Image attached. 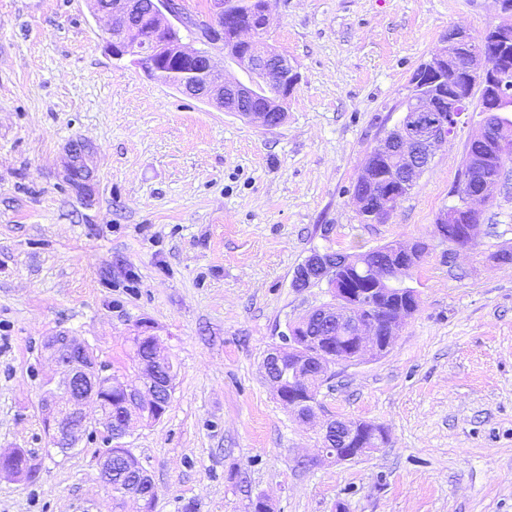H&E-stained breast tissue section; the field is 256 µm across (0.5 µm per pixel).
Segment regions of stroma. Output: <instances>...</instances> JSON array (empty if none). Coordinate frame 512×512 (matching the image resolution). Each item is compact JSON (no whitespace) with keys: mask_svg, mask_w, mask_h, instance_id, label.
Listing matches in <instances>:
<instances>
[{"mask_svg":"<svg viewBox=\"0 0 512 512\" xmlns=\"http://www.w3.org/2000/svg\"><path fill=\"white\" fill-rule=\"evenodd\" d=\"M266 43L299 81L265 128L148 78L105 47L88 0H0V450L24 449L34 481L0 474V512H109L106 452L62 455L41 420V383L62 370L47 337L75 333L133 373L132 336H157L177 371L156 421L123 439L154 485L153 512H512V180L480 207L474 246L433 234L452 205L480 89L452 141L382 223L352 186L397 125L410 78L460 26L502 20L498 0H270ZM80 142L84 198L67 178ZM425 242L410 271L417 311L386 352L338 364L314 416L284 408L262 361L287 324L331 302L293 288L311 250ZM336 419L387 441L339 462Z\"/></svg>","mask_w":512,"mask_h":512,"instance_id":"obj_1","label":"stroma"}]
</instances>
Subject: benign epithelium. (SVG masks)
<instances>
[{
    "instance_id": "1",
    "label": "benign epithelium",
    "mask_w": 512,
    "mask_h": 512,
    "mask_svg": "<svg viewBox=\"0 0 512 512\" xmlns=\"http://www.w3.org/2000/svg\"><path fill=\"white\" fill-rule=\"evenodd\" d=\"M144 5L148 6L149 17L155 23L135 27L131 37L119 34L134 27V20ZM236 5V0H210L206 30L201 35L203 43L224 42V28L233 20ZM92 11L111 18L106 44L113 59H128L150 78L226 112H237L267 128L276 127L285 119L288 99L299 75L282 55L259 39L270 25L267 0H261V24L237 29L233 43L223 46L224 57L246 75L245 81L221 73L208 50L183 42L181 30H190L194 24L180 0H147L145 4L140 0H92ZM163 32L168 33L165 41L159 39ZM490 34V40L479 43L462 28L450 29L443 51L425 61L413 75L410 92L403 103L407 120L389 131L373 149L375 153H394L401 158L397 182L402 188H412L419 174L430 165L436 148L454 138L458 118L467 110L469 99L460 84L471 88L477 81L486 89L483 106L486 115L512 110V88L500 83L504 71L512 64V23L502 21L490 29ZM475 138L495 141L501 153L512 150V142L499 137L497 129L485 120L479 123ZM504 174L500 168L491 173L472 169L461 175L460 191L455 193L457 202L439 216L442 224L466 225V236L455 242L456 247L467 248L474 241L476 226L467 216L474 204L492 198ZM354 200L359 211L367 212L370 218L383 219L396 206L395 200L381 197L378 206L367 211L361 195H355ZM415 250L413 243L395 245L391 249L395 263L389 269L367 266L365 270L400 294L413 293L415 289L405 285L403 277L412 270ZM349 264H354L350 258L338 259L328 251L314 250L294 272L292 284L295 288H308L324 279L328 281L333 302L315 312L334 322L338 333L351 335L355 340L352 354L327 355L318 342L314 349L306 351L287 331L281 335V343L266 356L268 367L264 372L276 386L302 380L301 370L310 364L324 372L336 363L353 364L393 345L407 319L405 312H398L383 335L379 334L375 322L351 312L348 289L337 287L333 277L337 268ZM44 349L65 368L60 379H44L41 401L44 429L52 446L63 452L76 448L91 428L106 433L112 441L120 439L126 433L131 415L148 419L160 404L162 390L166 388L161 378L173 380V364L163 354L156 336L151 350L138 356L139 371L133 378H112L90 345L70 333L49 337ZM89 400L99 408V417L93 421L84 411ZM357 427L358 421L345 420L334 438L330 428H325L326 454L347 461L370 451L358 435ZM17 458L15 450L0 453V472L28 474L29 460L24 458L19 462Z\"/></svg>"
}]
</instances>
